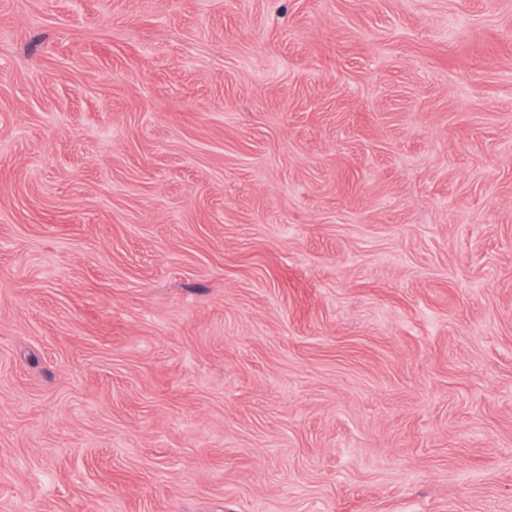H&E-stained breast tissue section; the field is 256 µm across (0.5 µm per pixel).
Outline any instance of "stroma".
I'll return each mask as SVG.
<instances>
[{"instance_id": "1", "label": "stroma", "mask_w": 512, "mask_h": 512, "mask_svg": "<svg viewBox=\"0 0 512 512\" xmlns=\"http://www.w3.org/2000/svg\"><path fill=\"white\" fill-rule=\"evenodd\" d=\"M0 512H512V0H0Z\"/></svg>"}]
</instances>
